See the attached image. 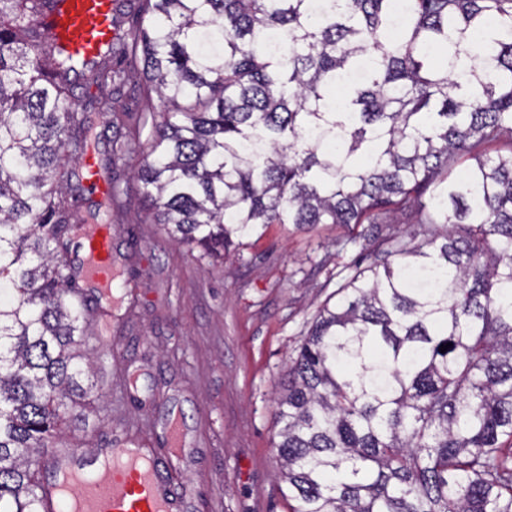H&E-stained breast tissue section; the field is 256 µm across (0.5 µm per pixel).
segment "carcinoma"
Here are the masks:
<instances>
[{
    "label": "carcinoma",
    "mask_w": 512,
    "mask_h": 512,
    "mask_svg": "<svg viewBox=\"0 0 512 512\" xmlns=\"http://www.w3.org/2000/svg\"><path fill=\"white\" fill-rule=\"evenodd\" d=\"M135 5L83 58L52 34L63 0H0V512H43L36 471L103 408L71 244L112 227L126 150L100 149L110 104L76 89L136 70L158 108L134 178L175 242L402 224L289 356V512H512V0Z\"/></svg>",
    "instance_id": "cac0c4a2"
}]
</instances>
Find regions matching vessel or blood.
I'll return each mask as SVG.
<instances>
[{"mask_svg":"<svg viewBox=\"0 0 512 512\" xmlns=\"http://www.w3.org/2000/svg\"><path fill=\"white\" fill-rule=\"evenodd\" d=\"M112 0H65L53 29L74 54L91 56L111 36ZM107 228L99 227L82 242L89 276L98 287L112 285V248ZM77 448L54 450L62 464L58 479L45 488L44 502L53 512H184V494L172 484L155 456L140 457L131 448H112L96 468L85 467ZM77 494H70V487Z\"/></svg>","mask_w":512,"mask_h":512,"instance_id":"obj_1","label":"vessel or blood"}]
</instances>
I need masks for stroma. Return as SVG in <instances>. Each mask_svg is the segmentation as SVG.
Segmentation results:
<instances>
[{
	"label": "stroma",
	"instance_id": "stroma-1",
	"mask_svg": "<svg viewBox=\"0 0 512 512\" xmlns=\"http://www.w3.org/2000/svg\"><path fill=\"white\" fill-rule=\"evenodd\" d=\"M112 231V295L101 299L96 383L103 417L77 425L71 448L136 442L165 457L166 425L189 453L168 474L189 512H288L273 441L289 354L356 256L351 227L272 224L212 258L143 221L129 183Z\"/></svg>",
	"mask_w": 512,
	"mask_h": 512
}]
</instances>
